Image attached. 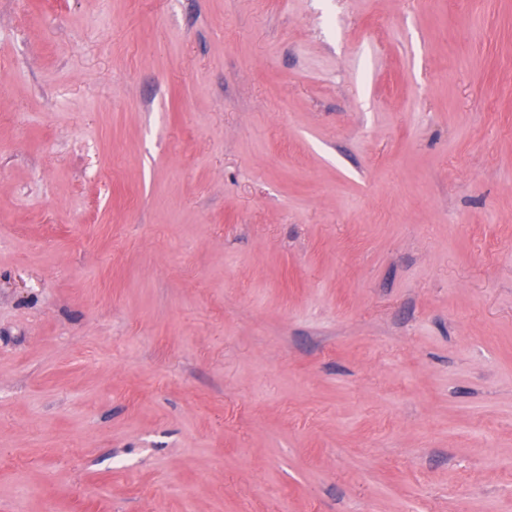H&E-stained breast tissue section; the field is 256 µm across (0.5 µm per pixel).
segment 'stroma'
Returning <instances> with one entry per match:
<instances>
[{
	"instance_id": "1",
	"label": "stroma",
	"mask_w": 512,
	"mask_h": 512,
	"mask_svg": "<svg viewBox=\"0 0 512 512\" xmlns=\"http://www.w3.org/2000/svg\"><path fill=\"white\" fill-rule=\"evenodd\" d=\"M0 512H512V0H0Z\"/></svg>"
}]
</instances>
